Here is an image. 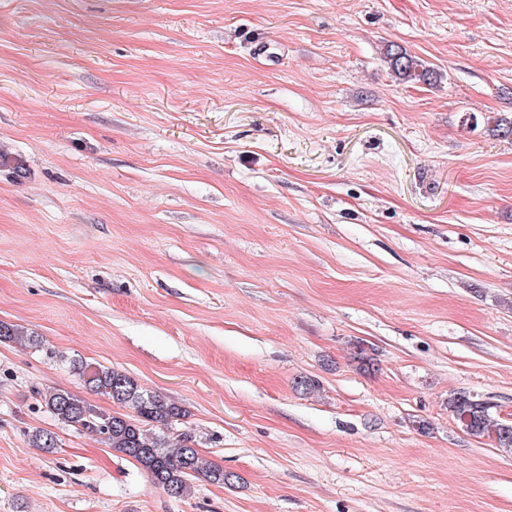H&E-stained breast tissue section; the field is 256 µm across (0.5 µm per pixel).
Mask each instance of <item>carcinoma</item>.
Returning a JSON list of instances; mask_svg holds the SVG:
<instances>
[{"mask_svg":"<svg viewBox=\"0 0 512 512\" xmlns=\"http://www.w3.org/2000/svg\"><path fill=\"white\" fill-rule=\"evenodd\" d=\"M381 57L391 74L401 81L432 86L441 78L437 70L393 43L381 48ZM0 342L27 344L35 349L42 347L34 332L4 321H0ZM48 354L66 362L85 389L124 408L122 412H110L60 388L37 392L58 427L97 436L112 451L135 462L156 487L175 498L189 496L193 481L199 478L218 485L239 479L223 467L203 460L194 436L177 429L188 411L175 401L143 389L117 368L52 350ZM448 411L467 434L489 437L496 447L512 453V422L500 420L493 407L464 391H457L448 397ZM28 442L48 453L59 447L58 436L45 429L28 433Z\"/></svg>","mask_w":512,"mask_h":512,"instance_id":"1","label":"carcinoma"}]
</instances>
